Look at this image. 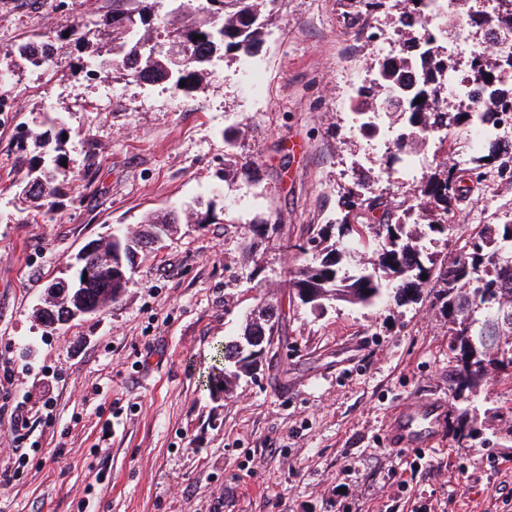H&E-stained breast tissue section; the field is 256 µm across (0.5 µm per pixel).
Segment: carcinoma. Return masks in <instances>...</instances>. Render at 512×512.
I'll return each mask as SVG.
<instances>
[{
    "label": "carcinoma",
    "mask_w": 512,
    "mask_h": 512,
    "mask_svg": "<svg viewBox=\"0 0 512 512\" xmlns=\"http://www.w3.org/2000/svg\"><path fill=\"white\" fill-rule=\"evenodd\" d=\"M402 14L404 26L416 29V36L406 40L403 55L380 65L377 82L360 89L352 107L358 130L374 133L377 124L367 109L372 105L391 107L384 113L389 127L397 129L394 151L384 163L393 168L406 160L412 151L409 142L418 138V127L433 115V124L448 129H467L475 119L489 122L501 107H512V85H506L499 69L503 64L477 55L472 69L478 79L489 85L488 105L479 115L472 112L446 111L447 101L440 94L442 80L453 66L441 58L438 42L442 38L425 37L427 15L415 0ZM158 0H112V13L92 17L69 29V37L81 42L88 32L102 30L110 41L100 47L89 61L90 72L108 74L114 70L128 72L142 82L186 81L191 85L199 68L210 63L220 51L252 54L266 35L265 16L257 0H200L193 7L188 0L158 18ZM505 39H512V0H499L494 18ZM178 49L180 62H175L160 46ZM16 53L31 67L39 68L54 54L50 43H24ZM417 71L414 88L402 93L397 102L375 98V90L395 85L401 72ZM423 98L415 103L417 98ZM508 153L494 139L485 141L470 166L456 169L440 165L426 179L418 182L408 195L410 205L403 209L389 206L375 191V182L365 179L339 199L344 214L338 221V239L331 240L333 225L324 224L307 230L303 242L295 245L304 262L287 271L288 288L301 305L320 309L326 300L373 307L395 302L402 306L419 299L423 288L435 281L434 298L440 309L448 313V348L459 362L452 375L455 393L464 397L474 392L488 375L489 369L512 368V224H478L460 231L464 244L451 260L437 262L423 251L421 239L446 236L455 230L448 223L452 207L469 191L466 181L479 183L485 168L496 163L498 156ZM66 182L62 156H42L30 165L21 203H36L54 198ZM174 219L163 216L148 219L137 231L115 235L123 249L135 253L150 249V243L169 230ZM377 241L375 257L370 265L348 273L342 259L350 253ZM127 284L104 274L94 275L75 293L83 301L96 304L104 293L112 292L118 301ZM258 312L266 319L247 324L246 340L226 345L216 358L218 366L210 383L224 382V374L237 378L250 374L253 365L249 336H271L277 333L276 319L281 312L264 306Z\"/></svg>",
    "instance_id": "cac0c4a2"
}]
</instances>
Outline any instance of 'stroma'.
Returning a JSON list of instances; mask_svg holds the SVG:
<instances>
[{
	"instance_id": "stroma-1",
	"label": "stroma",
	"mask_w": 512,
	"mask_h": 512,
	"mask_svg": "<svg viewBox=\"0 0 512 512\" xmlns=\"http://www.w3.org/2000/svg\"><path fill=\"white\" fill-rule=\"evenodd\" d=\"M112 0H0V512H512V375L490 372L457 440L448 318L432 298L313 312L284 285L308 225L377 164L353 128L369 81V32L396 34L392 8L274 0L250 56L228 53L192 88L94 75L67 25ZM52 43L35 70L16 54ZM259 70L264 91L249 94ZM63 122L67 183L52 208L15 198L37 155L32 133ZM252 176H245V169ZM512 224V180L454 208ZM177 224L138 254L122 297L53 327L37 307L74 276L92 242L150 215ZM272 229L251 248V224ZM285 309L274 347L229 394L204 384L217 349L257 306ZM438 399L437 442L397 446L391 419ZM23 409L27 423L13 422Z\"/></svg>"
}]
</instances>
